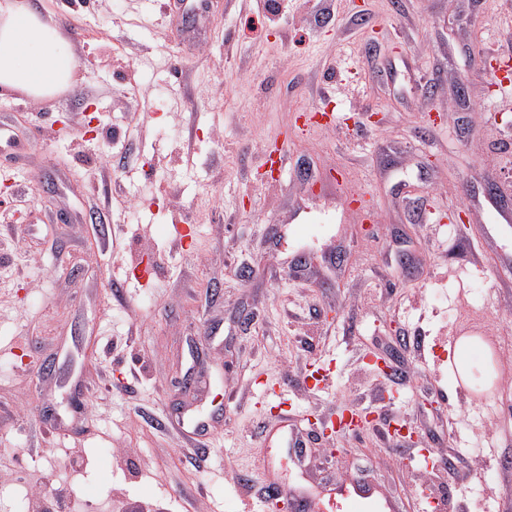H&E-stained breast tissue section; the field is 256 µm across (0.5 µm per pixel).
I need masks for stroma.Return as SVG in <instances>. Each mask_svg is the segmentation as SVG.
Masks as SVG:
<instances>
[{
  "label": "stroma",
  "mask_w": 512,
  "mask_h": 512,
  "mask_svg": "<svg viewBox=\"0 0 512 512\" xmlns=\"http://www.w3.org/2000/svg\"><path fill=\"white\" fill-rule=\"evenodd\" d=\"M31 2L71 44L78 82L43 101L0 97V127L26 145L0 153L12 512H55L50 485L80 512H256L264 432L281 417L270 382L287 383L295 414L373 417L281 449L282 485L355 478L398 512H417L424 489L444 512H512V107L474 63L512 56V0H278L269 17L265 0H222L175 28L159 0ZM318 103L347 124L288 134ZM279 137L275 184L264 171ZM342 177L366 186L371 222L341 208ZM432 209L457 222L447 240ZM187 220L186 252L171 227ZM471 305L501 370L482 405L448 370L455 310ZM398 334L393 381L365 358ZM318 358L334 374L312 390ZM188 370L196 387L175 396ZM394 416L418 442L381 438ZM423 448L452 470L426 466Z\"/></svg>",
  "instance_id": "1"
}]
</instances>
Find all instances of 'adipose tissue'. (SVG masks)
I'll list each match as a JSON object with an SVG mask.
<instances>
[{
    "instance_id": "adipose-tissue-1",
    "label": "adipose tissue",
    "mask_w": 512,
    "mask_h": 512,
    "mask_svg": "<svg viewBox=\"0 0 512 512\" xmlns=\"http://www.w3.org/2000/svg\"><path fill=\"white\" fill-rule=\"evenodd\" d=\"M71 45L29 0H0V91L44 100L76 84Z\"/></svg>"
}]
</instances>
